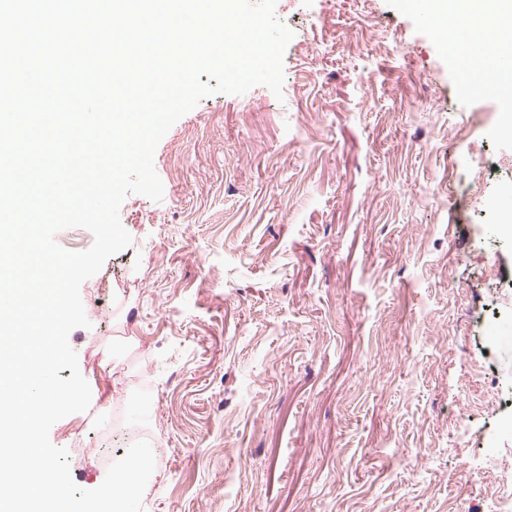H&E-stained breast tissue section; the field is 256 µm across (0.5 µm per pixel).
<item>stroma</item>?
Listing matches in <instances>:
<instances>
[{
	"label": "stroma",
	"mask_w": 512,
	"mask_h": 512,
	"mask_svg": "<svg viewBox=\"0 0 512 512\" xmlns=\"http://www.w3.org/2000/svg\"><path fill=\"white\" fill-rule=\"evenodd\" d=\"M282 97L202 99L158 144L162 201L81 286L87 411L56 422L93 489L150 398L142 512H491L512 462V126L404 0H277Z\"/></svg>",
	"instance_id": "1"
}]
</instances>
